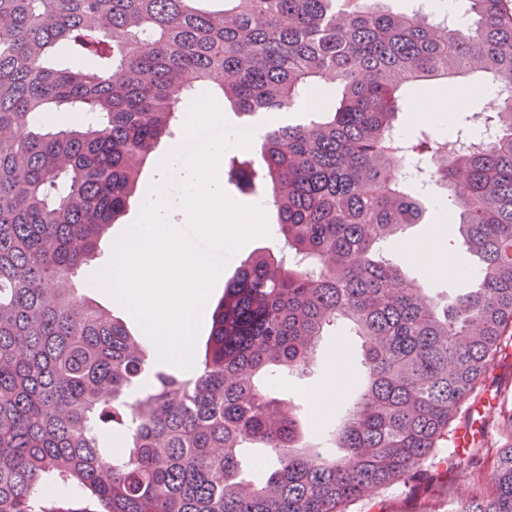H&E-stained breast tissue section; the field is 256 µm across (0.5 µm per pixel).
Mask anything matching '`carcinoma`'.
Here are the masks:
<instances>
[{
	"label": "carcinoma",
	"instance_id": "carcinoma-1",
	"mask_svg": "<svg viewBox=\"0 0 512 512\" xmlns=\"http://www.w3.org/2000/svg\"><path fill=\"white\" fill-rule=\"evenodd\" d=\"M200 2L0 0V512H61L47 483L86 512H345L435 457L512 350V0H467L461 28L383 0ZM61 42L93 67L49 65ZM477 74L497 90L492 140L423 132L397 154L403 92ZM216 75L247 126L317 87L340 98L265 129L261 169L231 160L263 184L278 243L241 263L200 366L177 371L75 278ZM429 155L480 260L452 306L383 255L423 220L402 170ZM340 323L363 339L366 374L336 455L309 449L273 386ZM486 422L512 432V391ZM445 465L470 487L449 512H512V437L475 438Z\"/></svg>",
	"mask_w": 512,
	"mask_h": 512
}]
</instances>
